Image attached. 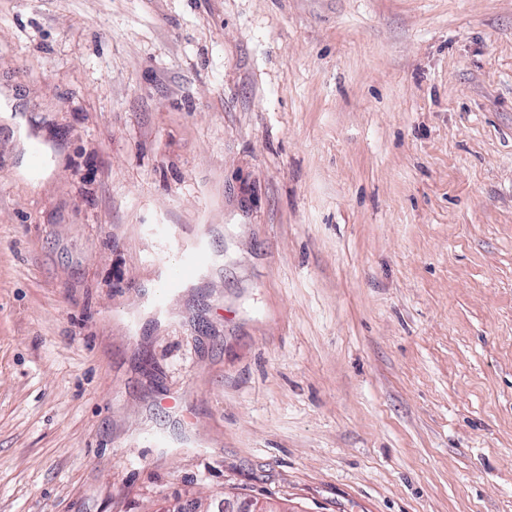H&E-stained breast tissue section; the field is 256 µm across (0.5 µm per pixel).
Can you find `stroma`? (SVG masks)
Masks as SVG:
<instances>
[{
    "mask_svg": "<svg viewBox=\"0 0 512 512\" xmlns=\"http://www.w3.org/2000/svg\"><path fill=\"white\" fill-rule=\"evenodd\" d=\"M227 497L512 512V0H0V512Z\"/></svg>",
    "mask_w": 512,
    "mask_h": 512,
    "instance_id": "stroma-1",
    "label": "stroma"
}]
</instances>
